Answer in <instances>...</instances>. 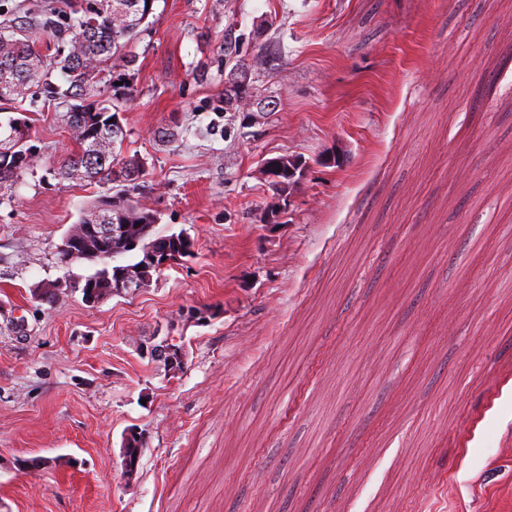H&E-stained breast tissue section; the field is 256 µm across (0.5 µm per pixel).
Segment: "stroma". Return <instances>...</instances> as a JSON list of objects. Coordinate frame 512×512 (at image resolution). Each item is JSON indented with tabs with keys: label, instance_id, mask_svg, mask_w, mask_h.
I'll list each match as a JSON object with an SVG mask.
<instances>
[{
	"label": "stroma",
	"instance_id": "stroma-1",
	"mask_svg": "<svg viewBox=\"0 0 512 512\" xmlns=\"http://www.w3.org/2000/svg\"><path fill=\"white\" fill-rule=\"evenodd\" d=\"M130 50L101 87L134 199L193 254L88 306L58 251L105 190L53 175L66 105L0 107L33 147L0 199V512H512V0H156ZM167 337L176 371L141 352ZM136 436H139V439H136ZM123 441L124 448L122 451V465L124 476L128 481H132L134 480L138 471L141 454V443L143 438L139 432H131V430L128 429L123 437ZM128 448H132V454L135 452V448H138V451L134 456H131ZM133 457H136V460H133Z\"/></svg>",
	"mask_w": 512,
	"mask_h": 512
}]
</instances>
